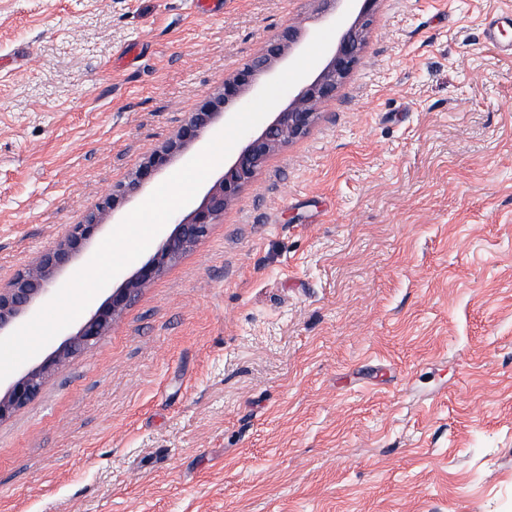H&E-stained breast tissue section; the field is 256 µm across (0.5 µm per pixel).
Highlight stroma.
<instances>
[{"instance_id": "obj_1", "label": "stroma", "mask_w": 512, "mask_h": 512, "mask_svg": "<svg viewBox=\"0 0 512 512\" xmlns=\"http://www.w3.org/2000/svg\"><path fill=\"white\" fill-rule=\"evenodd\" d=\"M313 0H0V286ZM512 0H380L208 235L0 422V512H512ZM512 27V13L497 15L492 21L486 23L483 29L482 40L485 44L503 50L505 45L501 40L504 30Z\"/></svg>"}]
</instances>
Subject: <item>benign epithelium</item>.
Masks as SVG:
<instances>
[{"instance_id":"obj_1","label":"benign epithelium","mask_w":512,"mask_h":512,"mask_svg":"<svg viewBox=\"0 0 512 512\" xmlns=\"http://www.w3.org/2000/svg\"><path fill=\"white\" fill-rule=\"evenodd\" d=\"M319 5L318 19L346 18L332 38L333 49L319 71L298 82L277 112L260 129L249 135L224 172L206 190L201 201L186 214L174 215L172 230L157 243L154 253L86 318L76 333L67 336L37 364L9 381L0 390V422L29 404L40 392L46 378L70 356L88 348L104 335L112 323L137 296L159 277L188 247L203 238L210 226L224 216L226 209L264 166L268 157L304 136L318 118V107L336 98L341 84L359 64L365 46V33L379 0H313ZM305 34L291 23L266 39L250 61L235 75L224 79L201 107L190 114L181 134L153 156L147 169H139L130 178L112 188L102 207L109 208L119 197L132 199L142 190L153 172L164 169L169 156L183 143L202 138L219 119L229 121L248 95H257L273 79L280 65L301 50ZM101 225L92 218L85 224H73L64 238L43 255L36 267L17 275L6 288H0V337L12 333L45 303L55 280L67 270L96 237Z\"/></svg>"}]
</instances>
